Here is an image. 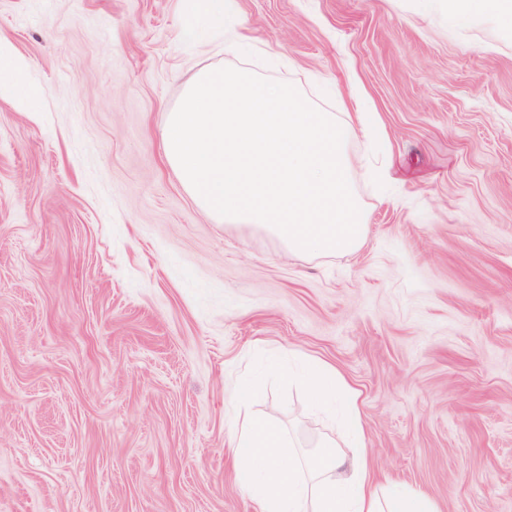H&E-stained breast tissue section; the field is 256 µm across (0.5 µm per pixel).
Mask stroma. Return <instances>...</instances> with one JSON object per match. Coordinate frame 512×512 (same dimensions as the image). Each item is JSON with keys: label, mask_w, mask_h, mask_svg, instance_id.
I'll return each instance as SVG.
<instances>
[{"label": "stroma", "mask_w": 512, "mask_h": 512, "mask_svg": "<svg viewBox=\"0 0 512 512\" xmlns=\"http://www.w3.org/2000/svg\"><path fill=\"white\" fill-rule=\"evenodd\" d=\"M239 34L253 53L225 50ZM0 44L35 93L0 92V512H255L234 384L298 452L346 444L272 361L341 374L381 482L512 512L511 24L443 0H235L216 24L195 0H0ZM222 67L377 116L346 143L357 252H288L184 190L166 114Z\"/></svg>", "instance_id": "stroma-1"}]
</instances>
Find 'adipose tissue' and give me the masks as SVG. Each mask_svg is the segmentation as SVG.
Here are the masks:
<instances>
[{
	"label": "adipose tissue",
	"mask_w": 512,
	"mask_h": 512,
	"mask_svg": "<svg viewBox=\"0 0 512 512\" xmlns=\"http://www.w3.org/2000/svg\"><path fill=\"white\" fill-rule=\"evenodd\" d=\"M298 380L314 407L344 405L350 453L329 440L314 460L299 457L272 420L248 414L251 390L238 385L230 425L235 474L258 512H437L423 493L375 481L356 396L334 369L312 364Z\"/></svg>",
	"instance_id": "1"
}]
</instances>
